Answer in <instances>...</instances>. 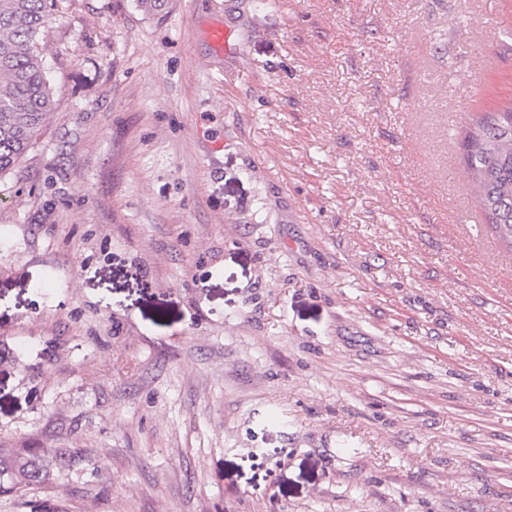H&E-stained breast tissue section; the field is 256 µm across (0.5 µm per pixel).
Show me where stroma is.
<instances>
[{"mask_svg":"<svg viewBox=\"0 0 512 512\" xmlns=\"http://www.w3.org/2000/svg\"><path fill=\"white\" fill-rule=\"evenodd\" d=\"M39 50L0 444L74 466L0 512H512V251L460 150L512 0H56Z\"/></svg>","mask_w":512,"mask_h":512,"instance_id":"obj_1","label":"stroma"}]
</instances>
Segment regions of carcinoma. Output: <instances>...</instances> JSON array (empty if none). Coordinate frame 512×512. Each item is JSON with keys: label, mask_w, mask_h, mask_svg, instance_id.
<instances>
[{"label": "carcinoma", "mask_w": 512, "mask_h": 512, "mask_svg": "<svg viewBox=\"0 0 512 512\" xmlns=\"http://www.w3.org/2000/svg\"><path fill=\"white\" fill-rule=\"evenodd\" d=\"M55 0H0V176L24 158L55 102L37 51ZM472 191L489 227L512 247V105L482 114L463 141ZM67 465L53 448H18L0 455V481L19 490L48 479L50 459Z\"/></svg>", "instance_id": "obj_1"}]
</instances>
